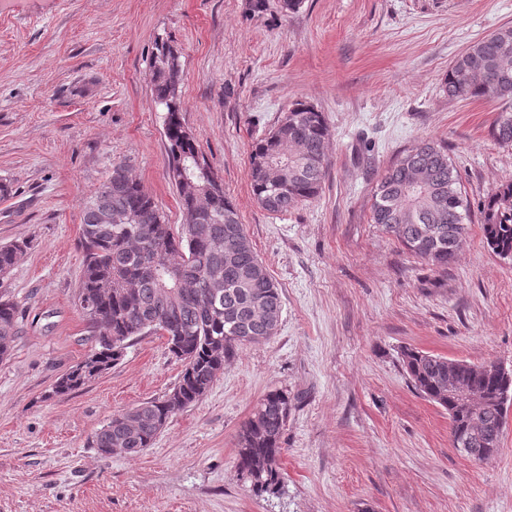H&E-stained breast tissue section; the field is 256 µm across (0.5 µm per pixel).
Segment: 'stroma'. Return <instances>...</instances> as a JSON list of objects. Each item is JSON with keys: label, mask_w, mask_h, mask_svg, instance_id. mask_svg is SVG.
<instances>
[{"label": "stroma", "mask_w": 512, "mask_h": 512, "mask_svg": "<svg viewBox=\"0 0 512 512\" xmlns=\"http://www.w3.org/2000/svg\"><path fill=\"white\" fill-rule=\"evenodd\" d=\"M512 26V0H0V244L26 242L0 295L19 308L0 360V512H512V421L484 461L452 447L448 412L413 388L402 352L512 369V260L488 247L485 201L512 181L489 126L503 103L452 100L445 77L472 43ZM170 41L181 120L236 205L283 304L275 336L239 347L209 392L138 455H102L113 415L173 389L157 333L63 395L95 347L78 293L82 213L125 160L168 223L166 111L150 62ZM323 112L317 197L260 208L253 146L295 102ZM372 152L362 157L361 138ZM423 140L448 148L468 234L447 268L370 221L386 168ZM272 390L291 408L282 489L238 470V434Z\"/></svg>", "instance_id": "1"}]
</instances>
